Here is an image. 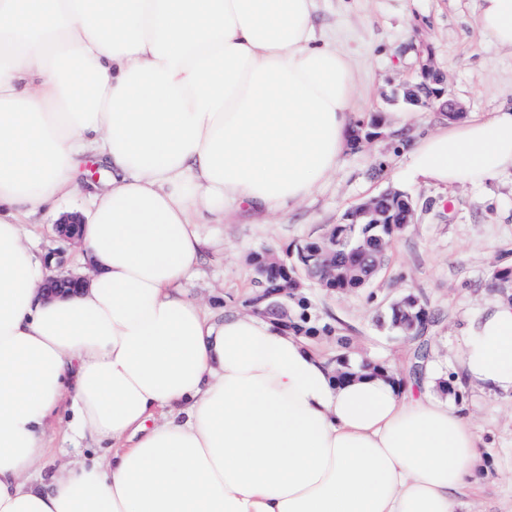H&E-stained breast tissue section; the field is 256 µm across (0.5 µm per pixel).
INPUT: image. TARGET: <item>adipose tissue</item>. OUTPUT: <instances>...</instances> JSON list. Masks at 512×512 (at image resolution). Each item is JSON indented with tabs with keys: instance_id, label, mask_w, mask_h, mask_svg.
I'll return each instance as SVG.
<instances>
[{
	"instance_id": "ef3b65f1",
	"label": "adipose tissue",
	"mask_w": 512,
	"mask_h": 512,
	"mask_svg": "<svg viewBox=\"0 0 512 512\" xmlns=\"http://www.w3.org/2000/svg\"><path fill=\"white\" fill-rule=\"evenodd\" d=\"M316 0H0V512H470L480 440L452 381L512 394V303L422 380L326 357L253 313L217 315L183 282L200 227L280 214L336 171L359 99ZM479 26L512 47V0ZM407 176L512 173V106L401 141ZM112 176L80 242L92 271L47 297L26 242L76 188ZM94 456L28 475L61 414Z\"/></svg>"
}]
</instances>
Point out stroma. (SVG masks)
Segmentation results:
<instances>
[{"instance_id":"35a3bbf8","label":"stroma","mask_w":512,"mask_h":512,"mask_svg":"<svg viewBox=\"0 0 512 512\" xmlns=\"http://www.w3.org/2000/svg\"><path fill=\"white\" fill-rule=\"evenodd\" d=\"M479 0H319L316 23L338 32L351 50L360 91V116L385 117L381 136L343 153L335 174L293 210L266 217L241 214L224 223L223 249L207 250L199 273L184 286L188 295L215 309H234L249 290V255L283 250L317 238L344 214L387 190L407 193L414 219L393 240L385 263L365 288L330 293L310 286L312 312L340 323L351 353L392 361L414 373L415 354L457 359L471 318L486 305L512 301V286L495 282V270L512 266V176L482 183L441 186L403 176L408 159L394 138L403 104L394 88L419 79L423 65L442 72L450 97L468 119H482L512 104V48L496 44L477 25ZM380 176H372L375 164ZM111 172L93 155L81 159L78 190L59 200L57 214L88 210L90 194L104 188ZM36 247L56 269L85 270L80 243L58 236L53 225L32 227ZM415 295L433 314L425 335L392 332L382 317L403 295ZM465 410L483 442L487 467L473 512H512V395L471 388Z\"/></svg>"}]
</instances>
